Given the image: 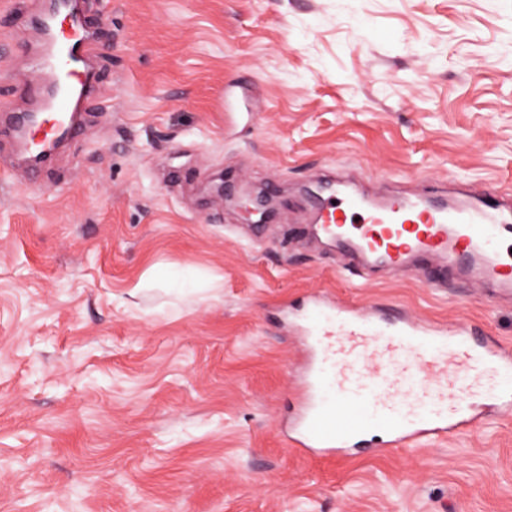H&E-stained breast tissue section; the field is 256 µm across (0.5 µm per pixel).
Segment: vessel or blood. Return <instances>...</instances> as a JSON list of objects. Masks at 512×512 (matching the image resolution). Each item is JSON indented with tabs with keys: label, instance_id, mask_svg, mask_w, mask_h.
Instances as JSON below:
<instances>
[{
	"label": "vessel or blood",
	"instance_id": "obj_1",
	"mask_svg": "<svg viewBox=\"0 0 512 512\" xmlns=\"http://www.w3.org/2000/svg\"><path fill=\"white\" fill-rule=\"evenodd\" d=\"M64 15L39 22L41 46L30 90L44 114L36 140L58 128L75 134L84 104L98 85L86 64L96 43L76 0H57ZM313 218L360 277L384 269L408 276L429 263L435 287L449 276L476 280L512 296V205L493 195H465L436 206L424 196H386L351 180H330ZM308 355L296 382L298 412L286 428L289 445L317 457L345 459L378 445L390 452L462 436L488 411L473 400L477 367L496 377L494 400L512 408V344L479 341L477 325L440 324L400 312L387 317L374 304L308 297L288 311Z\"/></svg>",
	"mask_w": 512,
	"mask_h": 512
}]
</instances>
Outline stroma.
I'll return each mask as SVG.
<instances>
[{"mask_svg": "<svg viewBox=\"0 0 512 512\" xmlns=\"http://www.w3.org/2000/svg\"><path fill=\"white\" fill-rule=\"evenodd\" d=\"M0 14V107L40 35ZM113 111L38 178L0 142V512H512V411L461 437L305 460L280 432L315 291L482 326L512 302L356 283L307 224L352 165L389 195H512V0H81ZM109 27H102V18ZM273 190L270 223L211 194ZM202 286L132 288L154 267Z\"/></svg>", "mask_w": 512, "mask_h": 512, "instance_id": "obj_1", "label": "stroma"}]
</instances>
